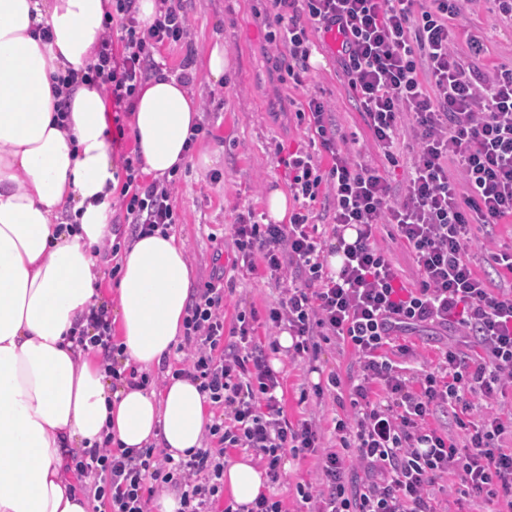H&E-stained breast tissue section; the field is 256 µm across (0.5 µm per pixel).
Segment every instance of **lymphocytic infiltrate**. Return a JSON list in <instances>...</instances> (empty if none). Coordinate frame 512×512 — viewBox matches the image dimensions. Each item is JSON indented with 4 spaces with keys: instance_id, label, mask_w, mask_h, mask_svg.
Returning a JSON list of instances; mask_svg holds the SVG:
<instances>
[{
    "instance_id": "lymphocytic-infiltrate-1",
    "label": "lymphocytic infiltrate",
    "mask_w": 512,
    "mask_h": 512,
    "mask_svg": "<svg viewBox=\"0 0 512 512\" xmlns=\"http://www.w3.org/2000/svg\"><path fill=\"white\" fill-rule=\"evenodd\" d=\"M279 33L268 36L262 54L285 48L300 70L311 56L310 32L336 33L345 76L376 145L389 166H398L400 129H414L406 194L392 199L387 172L357 160L339 145L325 103L308 97L299 117L311 143L329 159L321 169L313 154L289 153V188L298 207L285 224H261L239 214L232 226L235 262L254 270L263 261L271 277L284 280L269 308V329L287 331L295 356L315 353L318 338L341 337L359 364L351 417L337 420L338 449L324 447L312 423L291 425L284 415L281 381L254 327L238 316L224 327V279L200 290L183 320L186 355L182 376L223 407L225 421L208 432L215 448H201L174 461L153 448L132 454L104 440L86 451L76 468L95 500L111 512H149L157 489H177L179 512H215L224 492V453L247 448L260 456L270 481H278L286 456L319 459L316 481L296 492L308 512H438L435 484L457 473L466 497L512 507V421L503 409L458 420L462 443L429 428L436 411L456 413L474 401H495L512 387V290L491 287L467 261L477 234L512 219V66L484 73L481 34L464 47L454 43L452 20L463 0H269ZM161 14L139 30L135 0H112L119 39L104 38L87 73L69 72L103 87L116 113L153 68L162 46L184 41L189 21L177 0H160ZM122 52H115L114 42ZM122 205L136 231L147 234L174 222L169 184L143 183L126 163ZM333 206L330 234L357 233L344 249L338 273L324 267L323 243L311 215L319 201ZM393 224L420 274L406 286L374 230ZM298 277L285 281L288 268ZM79 341L114 358L107 306L91 308ZM436 326L455 332L436 370L409 377L388 356L396 333ZM362 476H354V468Z\"/></svg>"
}]
</instances>
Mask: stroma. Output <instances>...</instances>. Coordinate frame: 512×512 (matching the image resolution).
Instances as JSON below:
<instances>
[{"instance_id": "35a3bbf8", "label": "stroma", "mask_w": 512, "mask_h": 512, "mask_svg": "<svg viewBox=\"0 0 512 512\" xmlns=\"http://www.w3.org/2000/svg\"><path fill=\"white\" fill-rule=\"evenodd\" d=\"M189 19L187 42L168 44L154 53L155 65L181 74L186 59L201 63L215 40H222L230 64L224 85L211 88L205 77H197L194 91L202 101V124L196 151L219 152L221 163L203 168L190 163L179 172L171 203L176 214L174 231L184 239L196 288L230 269L237 254L230 228L239 213L252 210L264 219L268 188L287 189L288 169L274 153L276 144L287 151L307 147L306 125L297 113L308 96L324 101L346 145L359 159L383 165L384 159L364 122L349 88L336 48L330 43L316 44L309 71L289 74L291 59L276 55L263 60L259 47L266 34L278 27L269 12L267 0H180ZM481 30L485 37V68L512 65V19L487 9L485 0H467L463 19L454 25L457 43L467 33ZM491 238H479L468 252L474 269L493 284L511 288L512 273L496 267L490 252L512 245V223L491 229ZM375 239L399 275L416 283L418 271L413 256L392 224L376 228ZM279 298L274 279L264 268L236 273L232 292L224 298V323L232 325L241 312L255 313V340L268 346L265 326L269 306ZM448 335L423 329L409 333L406 342L412 356L399 359L398 365L412 373L433 368ZM276 362L284 390V412L290 422L310 420L317 426L324 445L337 447L334 422L352 415L351 376L355 358L341 339L319 340L313 359L292 358L286 349L269 353ZM341 380L339 388L313 396L314 383L330 376ZM279 482L269 485V494L281 499L288 512H300L297 483L317 475L316 457H291Z\"/></svg>"}]
</instances>
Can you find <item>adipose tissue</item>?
Returning <instances> with one entry per match:
<instances>
[{"mask_svg":"<svg viewBox=\"0 0 512 512\" xmlns=\"http://www.w3.org/2000/svg\"><path fill=\"white\" fill-rule=\"evenodd\" d=\"M111 12L112 0H0V512H89L71 477L83 450L109 435L178 459L203 447L213 422L198 382L170 376L157 393L113 387L73 337L100 301L89 250L112 236L120 163L100 88L76 84L62 101L54 78L95 62ZM39 25L51 42L35 37ZM201 120L191 84L154 72L130 122L143 173L167 177L194 160L185 144ZM195 160L214 163L209 152ZM192 284L180 236L155 232L124 248L115 320L139 370L182 340ZM224 485L241 506L266 479L244 455L225 466Z\"/></svg>","mask_w":512,"mask_h":512,"instance_id":"obj_1","label":"adipose tissue"}]
</instances>
